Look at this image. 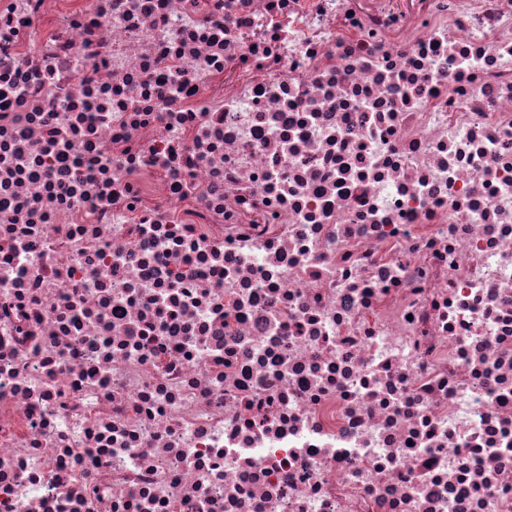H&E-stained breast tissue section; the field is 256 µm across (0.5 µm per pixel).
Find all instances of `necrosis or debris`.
<instances>
[{
    "label": "necrosis or debris",
    "mask_w": 512,
    "mask_h": 512,
    "mask_svg": "<svg viewBox=\"0 0 512 512\" xmlns=\"http://www.w3.org/2000/svg\"><path fill=\"white\" fill-rule=\"evenodd\" d=\"M0 512H512V0H0Z\"/></svg>",
    "instance_id": "obj_1"
}]
</instances>
